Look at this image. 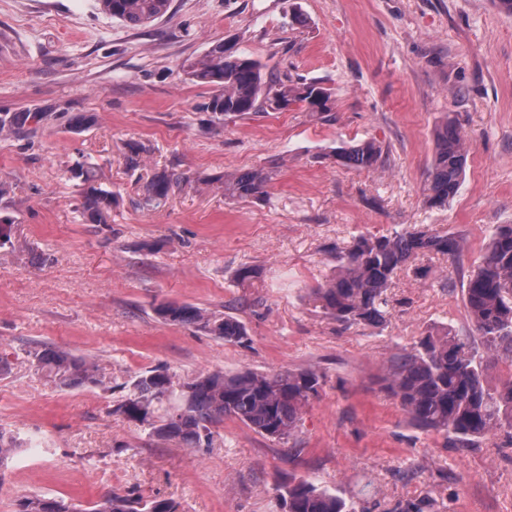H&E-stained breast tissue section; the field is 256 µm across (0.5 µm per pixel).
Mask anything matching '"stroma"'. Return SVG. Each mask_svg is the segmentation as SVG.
Here are the masks:
<instances>
[{"instance_id": "stroma-1", "label": "stroma", "mask_w": 512, "mask_h": 512, "mask_svg": "<svg viewBox=\"0 0 512 512\" xmlns=\"http://www.w3.org/2000/svg\"><path fill=\"white\" fill-rule=\"evenodd\" d=\"M220 39L335 94L332 121L297 105L209 124L212 91L184 72ZM42 118L0 134V428L40 437L0 467V512L40 495L84 506L111 490L179 502L181 512H281L289 475L337 489L360 512H512V435L469 448L417 428L386 388L384 362L428 330L469 328L462 283L497 224H512V14L492 0H172L131 27L96 0H0V113ZM86 113L92 125L69 131ZM452 120L471 144L461 188L425 202L434 131ZM372 139L386 161L337 163L342 145ZM142 149L130 169V146ZM95 165L117 195L105 228L82 223L68 170ZM265 167L268 201H229L217 179ZM167 169L200 180L159 209L146 184ZM462 239L459 263L422 257L394 276L381 326L344 327L309 290L330 274L334 246L410 225ZM158 243L157 252L137 243ZM264 279L234 281L242 265ZM417 265V266H418ZM163 303L242 320L246 344L159 321ZM96 359L103 387L61 389L37 370L40 344ZM164 367L183 380L313 367L325 376L303 414L299 456L228 419L212 447H181L114 415L123 385Z\"/></svg>"}]
</instances>
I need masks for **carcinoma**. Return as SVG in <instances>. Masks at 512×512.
Here are the masks:
<instances>
[{
    "label": "carcinoma",
    "instance_id": "1",
    "mask_svg": "<svg viewBox=\"0 0 512 512\" xmlns=\"http://www.w3.org/2000/svg\"><path fill=\"white\" fill-rule=\"evenodd\" d=\"M172 0H97L103 12L132 27L164 17ZM194 82L216 89L205 109L232 119L264 112H281L303 103L320 119L333 120L330 89L288 72L268 75L250 57L228 52L224 41L213 44L200 58L185 65ZM36 113L0 115V134L19 135L29 129ZM469 146L451 121L435 131V153L428 170V201L442 206L462 184ZM336 162L371 169L384 162L383 148L374 141L340 146ZM78 178L86 185L81 217L88 224L107 225L115 195L96 184L92 165L78 164ZM271 176L263 168L224 175V196L262 200ZM188 183L182 174L155 172L146 188L148 204H166L176 187ZM462 240L446 233L412 228L389 235L359 236L336 248L338 273L312 289L324 313L345 326H379L390 313L387 289L397 270L419 256L441 255L458 263ZM463 299L472 328L465 334L452 327L430 331L384 366L387 388L399 400L413 424L425 431L448 435L458 448H468L504 427L512 428V376L501 391L485 387L484 372L491 361L512 367V224L492 230L480 264L469 274ZM156 315L172 324L191 325L226 342L249 341L237 318L208 312L191 304L164 303ZM37 367L61 388L102 384L98 366L54 345L33 352ZM323 374L315 368L277 373L244 369L199 374L183 382L162 367L147 370L129 384L111 413L148 426V435L174 440L185 448H208L224 418H233L256 433L288 446L296 454L302 413L319 396ZM20 447L18 439L0 429V466ZM282 512H356L336 491L308 480H290L279 487ZM17 512H179L170 498L146 499L134 491L105 493L83 508L62 499L38 495L20 500Z\"/></svg>",
    "mask_w": 512,
    "mask_h": 512
}]
</instances>
